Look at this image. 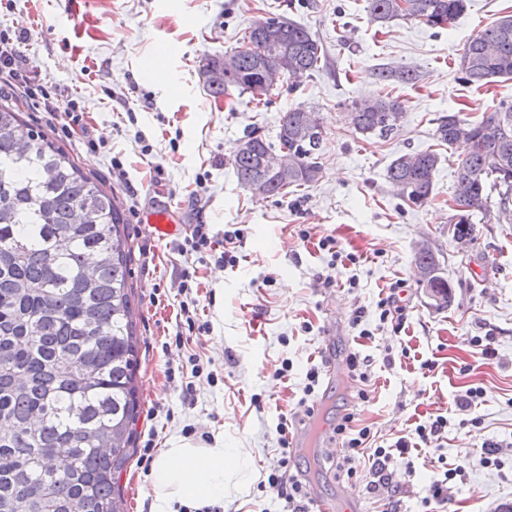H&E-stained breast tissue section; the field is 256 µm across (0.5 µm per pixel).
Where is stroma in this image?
<instances>
[{"instance_id": "1", "label": "stroma", "mask_w": 512, "mask_h": 512, "mask_svg": "<svg viewBox=\"0 0 512 512\" xmlns=\"http://www.w3.org/2000/svg\"><path fill=\"white\" fill-rule=\"evenodd\" d=\"M512 0H468L461 19L445 29L374 19L368 0H0V29L21 36L29 69L55 93L77 96L85 131L62 145L83 172L115 196L128 218L131 283L139 336L140 415L134 446L169 447L183 436L202 444L223 438L247 451L246 471L233 473L223 512H281L268 485L280 456L279 414L294 415L320 369L318 348L336 362L334 379L314 385L315 422L304 424L306 445L291 467L313 481L318 495L343 512H420L433 480L464 465L448 483L435 512H499L512 505V224L476 225L459 250L448 233L451 187L462 146L441 142L435 130L451 112L478 119L512 102V80L477 88L457 79L466 43ZM284 16L306 27L324 55L318 69L284 80L258 104L250 94L213 98L199 62L241 42L256 21ZM180 53L169 57L167 45ZM171 81L154 84L140 73L147 59ZM393 77L383 82L381 71ZM413 74L404 82L398 71ZM398 99L406 115L387 138L363 136L348 117L369 96ZM317 113L325 131L321 179L286 197L258 198L237 181L229 158L239 140L260 126L275 137L283 112ZM440 156L435 196L406 205L386 177L406 152ZM119 159L125 180L112 175ZM175 206L180 223L206 224L216 239L240 232L235 267H218L205 252L198 267L197 316L206 332H186L180 305L182 239L159 240L144 215ZM309 239H301L300 230ZM356 262H333L319 240ZM433 249L452 286L437 306L414 269L421 246ZM332 275V288L317 285ZM397 290L407 319L380 320L376 305ZM366 316L353 325L357 308ZM495 354L483 359L484 338ZM367 362L371 399L361 417L373 443L393 445L417 426L444 417L433 445L413 451V472L390 464L400 488L393 500L374 497L364 481L339 478L324 432L354 405L345 382L347 358ZM286 376H278L280 368ZM182 373L170 383L167 370ZM483 395L459 407L469 389ZM497 448L494 463L484 460ZM126 512H149L151 488L139 460L120 473Z\"/></svg>"}]
</instances>
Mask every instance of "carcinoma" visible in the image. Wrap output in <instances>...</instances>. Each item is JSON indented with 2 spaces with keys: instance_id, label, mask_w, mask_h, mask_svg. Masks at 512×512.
I'll return each instance as SVG.
<instances>
[{
  "instance_id": "obj_1",
  "label": "carcinoma",
  "mask_w": 512,
  "mask_h": 512,
  "mask_svg": "<svg viewBox=\"0 0 512 512\" xmlns=\"http://www.w3.org/2000/svg\"><path fill=\"white\" fill-rule=\"evenodd\" d=\"M381 23L403 18L445 28L466 0H369ZM234 68L207 87L255 99L269 70L304 74L318 68L323 47L305 27L282 17L245 32ZM512 79V14L465 45L458 79L484 86ZM308 112L283 113L275 141L253 130L232 151L238 182L262 198L283 197L321 177L322 139L306 132ZM402 103L377 96L354 105L350 124L362 135L398 131ZM438 139L463 143L453 182L452 237L474 239L497 195L498 219L512 221V103L479 120L456 112L439 119ZM294 159L288 178L268 168L274 151ZM440 157L406 153L387 169L402 200H432ZM132 247L114 195L84 173L48 133L0 105V512H124L115 483L134 454L139 416L138 338L129 285ZM417 269L439 271L432 250Z\"/></svg>"
}]
</instances>
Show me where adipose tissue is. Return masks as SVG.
I'll use <instances>...</instances> for the list:
<instances>
[{"instance_id":"adipose-tissue-1","label":"adipose tissue","mask_w":512,"mask_h":512,"mask_svg":"<svg viewBox=\"0 0 512 512\" xmlns=\"http://www.w3.org/2000/svg\"><path fill=\"white\" fill-rule=\"evenodd\" d=\"M238 449L223 441L202 446L175 439L152 461L149 512H178L180 506L214 505L223 502L227 488L226 460H240Z\"/></svg>"}]
</instances>
